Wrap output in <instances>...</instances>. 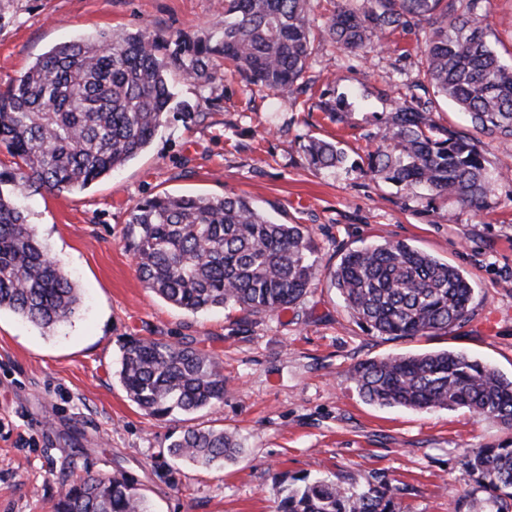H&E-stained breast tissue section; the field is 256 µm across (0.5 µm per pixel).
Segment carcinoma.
Instances as JSON below:
<instances>
[{"instance_id": "carcinoma-1", "label": "carcinoma", "mask_w": 512, "mask_h": 512, "mask_svg": "<svg viewBox=\"0 0 512 512\" xmlns=\"http://www.w3.org/2000/svg\"><path fill=\"white\" fill-rule=\"evenodd\" d=\"M482 0H343L324 33L349 53L425 24L424 75L436 93L467 113L472 132L439 125L410 100L385 122L383 149L364 173L483 208L495 177L481 138L512 145V65L505 64L480 14ZM310 0H224V25L204 37L164 39L143 29L63 43L38 57L0 94V144L21 161L0 172V311L44 330L69 321L80 292L35 235L16 197L31 188L84 190L151 143L171 110L170 76L208 81L213 60L233 63L247 85L288 95L309 69ZM317 170L345 161L334 143L307 146ZM130 246L141 281L196 315L217 308L276 314L305 296L321 274L314 239L301 224H279L242 196L163 194L129 211ZM331 284L359 323L379 336L416 338L465 321L474 288L457 267L404 242L347 251ZM117 373L129 398L154 417L191 414L224 401L216 356L157 340L123 346ZM362 398L413 410L466 408L512 428V379L462 352L397 353L350 370ZM236 435L189 427L168 453L200 467L235 459ZM474 486L453 512H512V445L465 454ZM49 512H150L123 475L73 474ZM276 512H401L387 480L363 489L307 476L279 491Z\"/></svg>"}]
</instances>
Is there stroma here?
<instances>
[{"label":"stroma","instance_id":"35a3bbf8","mask_svg":"<svg viewBox=\"0 0 512 512\" xmlns=\"http://www.w3.org/2000/svg\"><path fill=\"white\" fill-rule=\"evenodd\" d=\"M491 40L512 59V0H483ZM224 23L221 0H0V92L60 43L106 30L200 37ZM424 39L412 28L359 56L318 38L303 81L284 97L230 66L207 85L173 76L191 118L169 113L150 146L78 194L18 196L29 222L81 291L79 312L52 332L0 312V512H48L73 473L133 478L154 512H274L276 487L317 473L358 487L384 478L403 512H450L471 486L464 452L512 443V428L465 408L418 411L365 402L350 377L362 361L453 349L512 377V173L475 209L359 172L382 145L401 96L466 130L423 84ZM336 105L337 119L321 106ZM312 138L338 143L343 166L310 167ZM159 194L246 197L281 224H301L323 276L288 310L190 315L146 288L128 246V212ZM402 241L461 269L471 317L448 333L391 339L365 330L328 272L351 249ZM213 352L224 402L153 418L116 373L130 338ZM236 433V462L202 468L171 457L187 427Z\"/></svg>","mask_w":512,"mask_h":512}]
</instances>
